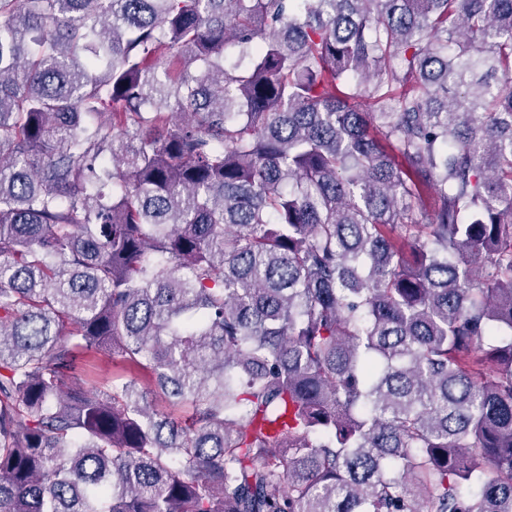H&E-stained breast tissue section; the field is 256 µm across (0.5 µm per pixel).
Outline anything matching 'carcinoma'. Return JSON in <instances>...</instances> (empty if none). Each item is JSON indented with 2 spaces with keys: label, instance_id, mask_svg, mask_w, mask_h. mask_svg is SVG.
I'll list each match as a JSON object with an SVG mask.
<instances>
[{
  "label": "carcinoma",
  "instance_id": "carcinoma-1",
  "mask_svg": "<svg viewBox=\"0 0 512 512\" xmlns=\"http://www.w3.org/2000/svg\"><path fill=\"white\" fill-rule=\"evenodd\" d=\"M0 512H512V0H0Z\"/></svg>",
  "mask_w": 512,
  "mask_h": 512
}]
</instances>
